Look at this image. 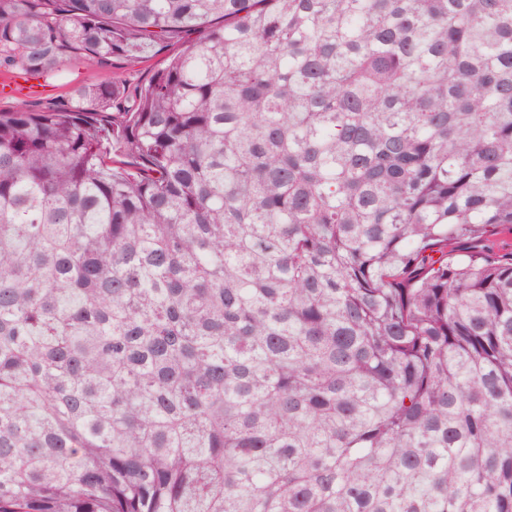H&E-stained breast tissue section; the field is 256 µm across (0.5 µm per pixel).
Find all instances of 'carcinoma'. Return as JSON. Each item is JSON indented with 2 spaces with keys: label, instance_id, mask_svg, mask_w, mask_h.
Instances as JSON below:
<instances>
[{
  "label": "carcinoma",
  "instance_id": "cac0c4a2",
  "mask_svg": "<svg viewBox=\"0 0 512 512\" xmlns=\"http://www.w3.org/2000/svg\"><path fill=\"white\" fill-rule=\"evenodd\" d=\"M156 45L0 109V512H512V0H0ZM168 53V49L157 52L149 50L139 64L123 58L103 62L75 60L65 65L55 78L44 83L46 86H40L38 94L31 95L25 89H20L13 98H1L14 94L15 88L10 81H2L0 73V108L14 110L44 107L48 102L66 100L71 88L80 84L109 82L132 87L148 79L155 69L161 67Z\"/></svg>",
  "mask_w": 512,
  "mask_h": 512
}]
</instances>
